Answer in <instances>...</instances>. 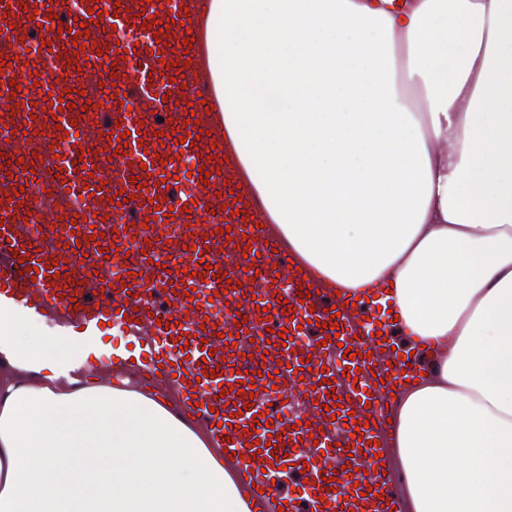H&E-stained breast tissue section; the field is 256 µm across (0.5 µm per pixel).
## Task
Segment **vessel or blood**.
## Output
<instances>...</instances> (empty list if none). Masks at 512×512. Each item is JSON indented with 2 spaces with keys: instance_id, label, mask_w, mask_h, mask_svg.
Listing matches in <instances>:
<instances>
[{
  "instance_id": "1",
  "label": "vessel or blood",
  "mask_w": 512,
  "mask_h": 512,
  "mask_svg": "<svg viewBox=\"0 0 512 512\" xmlns=\"http://www.w3.org/2000/svg\"><path fill=\"white\" fill-rule=\"evenodd\" d=\"M63 3L0 0L1 43L29 38L32 22L52 35L21 92L13 68L0 70V116L16 144L51 162L57 197L33 207L20 191L36 179L30 165L0 170V308L55 322L78 347L97 342L104 322L140 341L125 371L164 382L182 414L210 428L251 499L284 512H390L400 501L379 456L393 431L387 387L405 376L393 362L374 368L384 323L373 304H348L276 254L259 196L227 159L224 102L202 44L187 40L197 0H86L87 34L77 38L58 30ZM158 20L159 41L136 42L134 31ZM112 26L125 38L101 43ZM100 86L112 107L94 121L72 104ZM200 86L201 102L192 98ZM46 112L61 126L35 137L33 118ZM78 207L85 222L72 220ZM126 253L135 261L116 270L113 257ZM162 255L176 271L159 284L152 261ZM61 262L67 274L55 271ZM244 308L250 317L236 325ZM259 348L268 363L252 378L244 358ZM286 393L302 406L287 418L269 408ZM252 396L259 405L248 406ZM287 466L300 476L291 487Z\"/></svg>"
}]
</instances>
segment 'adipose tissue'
<instances>
[{
    "mask_svg": "<svg viewBox=\"0 0 512 512\" xmlns=\"http://www.w3.org/2000/svg\"><path fill=\"white\" fill-rule=\"evenodd\" d=\"M270 235L379 287L402 512H512V0H200ZM0 308V512H254L159 389Z\"/></svg>",
    "mask_w": 512,
    "mask_h": 512,
    "instance_id": "1",
    "label": "adipose tissue"
}]
</instances>
